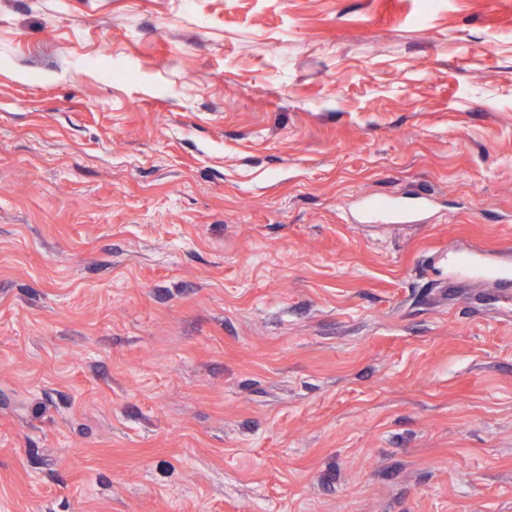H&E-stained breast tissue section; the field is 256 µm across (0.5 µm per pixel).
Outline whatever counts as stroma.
<instances>
[{
    "instance_id": "1",
    "label": "stroma",
    "mask_w": 512,
    "mask_h": 512,
    "mask_svg": "<svg viewBox=\"0 0 512 512\" xmlns=\"http://www.w3.org/2000/svg\"><path fill=\"white\" fill-rule=\"evenodd\" d=\"M451 248L512 250V0H0V512H512ZM367 212L380 219L408 215L411 208L397 201H390L385 204L366 201Z\"/></svg>"
}]
</instances>
